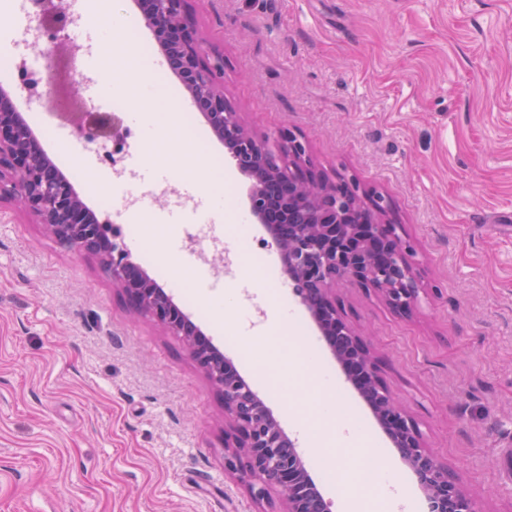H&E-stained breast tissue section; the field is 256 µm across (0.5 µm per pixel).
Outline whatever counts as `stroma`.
I'll return each instance as SVG.
<instances>
[{"instance_id": "35a3bbf8", "label": "stroma", "mask_w": 512, "mask_h": 512, "mask_svg": "<svg viewBox=\"0 0 512 512\" xmlns=\"http://www.w3.org/2000/svg\"><path fill=\"white\" fill-rule=\"evenodd\" d=\"M200 28L224 51V94L253 132L283 124L309 143L317 169L342 172L391 203L415 247L424 291L411 316L371 292L337 287L350 322L365 328L381 376L428 451L480 512H512V0H193ZM148 81L109 104L74 80L85 56L53 63V92L14 100L47 157L91 180L74 186L103 210L104 144L62 138L72 115L119 119L144 93L192 120L184 153L222 167V185H196L216 223L245 215L251 183L170 68L144 57ZM190 214L144 206L122 214L141 240L147 272L189 270L179 235L150 223ZM260 224L226 236L235 255L218 286L172 289L178 304L230 358L283 430L291 414L335 401L366 430L410 504L424 495L372 411L347 381L289 289ZM290 314V339L308 366L264 340ZM332 512L354 490L363 451L338 444L336 467L300 447ZM279 493L258 504L224 470V405L182 339L132 314L100 260L64 247L11 200H0V512H285Z\"/></svg>"}]
</instances>
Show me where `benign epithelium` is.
Returning <instances> with one entry per match:
<instances>
[{"label": "benign epithelium", "mask_w": 512, "mask_h": 512, "mask_svg": "<svg viewBox=\"0 0 512 512\" xmlns=\"http://www.w3.org/2000/svg\"><path fill=\"white\" fill-rule=\"evenodd\" d=\"M190 2L139 0L141 19L237 170L253 181L249 211L279 252L289 286L347 380L417 477L430 508L476 512L474 503L426 451L418 426L382 381L364 336L336 303V287L348 282L374 292L395 312L409 316L419 307L421 270L402 225L390 217V204L377 190L351 175L331 180L311 169L308 143L297 129L283 125L266 137L246 127L224 98V50L197 25ZM36 5L41 27L51 36L43 54H59L69 13L55 0H36ZM2 197L16 200L65 244L96 255L134 311L184 338L224 397V470L244 483L254 501L269 500L270 490L276 488L286 498V512H330L321 494L308 495L312 478L296 441L233 361L131 260L124 246L114 243L103 249L101 225L91 223L73 184L51 168L12 97L0 90Z\"/></svg>", "instance_id": "7a95c632"}]
</instances>
